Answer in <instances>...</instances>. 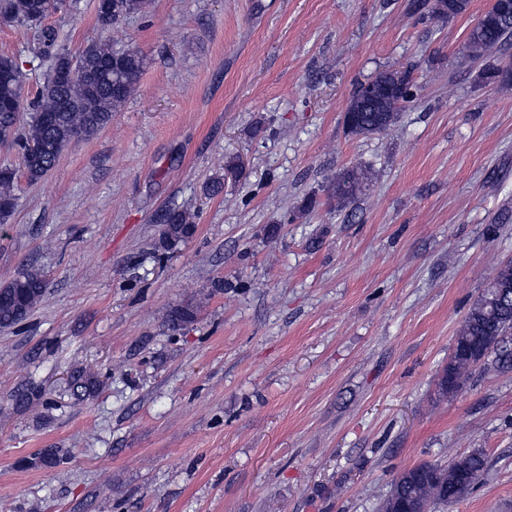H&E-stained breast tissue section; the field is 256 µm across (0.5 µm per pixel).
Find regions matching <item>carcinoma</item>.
<instances>
[{
	"mask_svg": "<svg viewBox=\"0 0 512 512\" xmlns=\"http://www.w3.org/2000/svg\"><path fill=\"white\" fill-rule=\"evenodd\" d=\"M73 0H0V22L25 25L41 21L51 13L68 11ZM148 0H110L109 13L98 15L104 24L118 25L130 16L145 12ZM512 40V17L496 11L479 21L469 32L465 49L473 56L490 55ZM146 58L141 51L118 42L91 40L78 57L57 52L51 57L49 70L32 102L31 120L24 128L17 125L19 111L13 104L22 99L25 77L19 62L0 55V142L16 145L22 153L24 170L31 182H37L51 171L62 151L75 140L88 137L112 121L113 113L134 92ZM73 67L81 78L67 84L57 81L59 70ZM379 79L393 85L391 95L379 98L364 84L353 90L347 112L355 120L346 126L353 136H369L391 126L399 110L414 100L410 72H392ZM371 181L362 168L345 170L332 186L338 208L356 200ZM17 171L3 166L0 174V224L7 222L17 205ZM162 224L159 246L174 250L188 241L195 225L186 213L171 208L157 219ZM47 280L44 272L29 267L10 282L0 286V328H9L25 321L44 299ZM195 306L179 305L167 314L172 328L192 322ZM512 335V262L500 264L490 281L470 307L459 339L484 345L482 358L489 368L512 369V348L507 339ZM457 382L466 381L473 366L467 357H458L450 365ZM72 396L83 401L96 394L100 383L82 369L68 376ZM66 452L61 448H44L32 456L29 468H54L63 463ZM486 456L474 449L458 460L443 466L422 464L402 471L389 494L379 506L385 512L395 499L416 500L426 509L458 501L485 473Z\"/></svg>",
	"mask_w": 512,
	"mask_h": 512,
	"instance_id": "1",
	"label": "carcinoma"
}]
</instances>
